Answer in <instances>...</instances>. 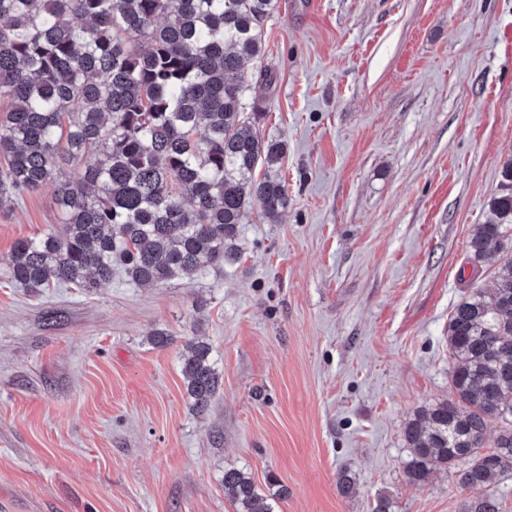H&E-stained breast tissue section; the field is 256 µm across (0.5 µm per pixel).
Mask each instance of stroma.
<instances>
[{
	"instance_id": "1",
	"label": "stroma",
	"mask_w": 512,
	"mask_h": 512,
	"mask_svg": "<svg viewBox=\"0 0 512 512\" xmlns=\"http://www.w3.org/2000/svg\"><path fill=\"white\" fill-rule=\"evenodd\" d=\"M263 29L257 128L285 147L288 208H247L239 263L33 295L6 260L61 224L55 190L0 207V512H237L228 469L273 512L485 495L401 461L407 422L448 396L463 274L488 290L501 262L469 242L512 190V0H279ZM197 337L221 381L202 414L181 374Z\"/></svg>"
}]
</instances>
